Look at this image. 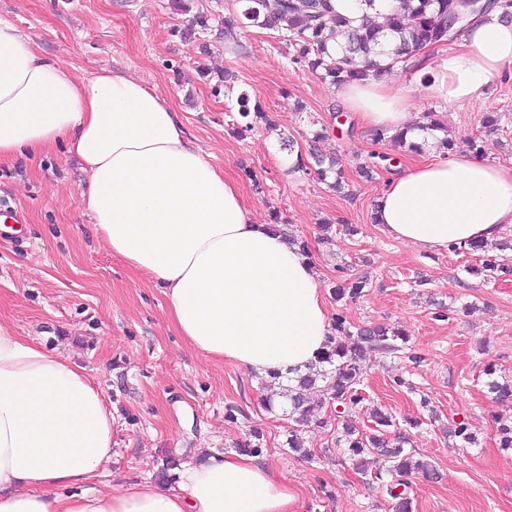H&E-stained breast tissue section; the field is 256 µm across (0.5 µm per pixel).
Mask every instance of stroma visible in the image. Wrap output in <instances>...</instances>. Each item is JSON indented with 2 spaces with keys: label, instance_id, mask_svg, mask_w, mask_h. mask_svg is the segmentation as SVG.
<instances>
[{
  "label": "stroma",
  "instance_id": "stroma-1",
  "mask_svg": "<svg viewBox=\"0 0 512 512\" xmlns=\"http://www.w3.org/2000/svg\"><path fill=\"white\" fill-rule=\"evenodd\" d=\"M0 18L76 77L114 69L157 90L212 163L239 183L257 220L281 217L291 238L307 245L328 310L337 308L338 274L368 280L365 296L347 306L349 319L406 333L424 360L415 368L400 356L368 352L363 400L349 417L363 431L372 408H382L409 436L414 458L437 468L434 482L413 475V512H512V450L500 448L494 425L512 421V398L497 399L485 385L489 368L495 379L512 380V280L473 274L478 255L429 253L390 237L371 219L390 169L360 172L370 155L406 167L432 160L433 147L407 154L391 139L372 140L343 113L339 88L291 63L285 42L269 32L250 30L236 50L212 32L183 39V18L170 0H0ZM225 67L267 114L245 139L232 132L235 97L213 91L211 73ZM394 77L418 112L435 113L454 151H470L478 136L485 157L512 165V72L490 82L485 103L464 107L430 98L408 67ZM490 113L501 121L486 132L481 121ZM318 133L320 149L342 158L343 192L282 161L281 135L305 152ZM86 179L62 145L0 160V202L23 216L18 237L0 239V323L71 355L111 406L112 461L90 489L146 481L177 487L185 463L234 452L257 429L260 459L295 494L294 512H392L385 489L337 448L330 408L322 410L323 425L302 428L312 456L301 457L288 449V406L265 377L188 345L169 318L163 288L98 236L80 205ZM439 303L448 319L435 318ZM459 422L475 444L448 437V426Z\"/></svg>",
  "mask_w": 512,
  "mask_h": 512
}]
</instances>
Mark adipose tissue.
<instances>
[{
  "mask_svg": "<svg viewBox=\"0 0 512 512\" xmlns=\"http://www.w3.org/2000/svg\"><path fill=\"white\" fill-rule=\"evenodd\" d=\"M410 63L432 98L474 103L512 71V23L497 10L473 17L447 56L420 51ZM342 100L362 124L392 131L415 110L388 76L345 85ZM61 142L88 174L80 203L101 239L163 287L191 347L283 381L318 366L331 318L313 263L258 223L167 100L116 70L76 78L0 19V158ZM374 216L429 252L493 240L512 227V166L439 151L393 174ZM111 460L112 411L86 370L0 324V512H291L295 499L266 464L236 453L186 465L174 489L84 492Z\"/></svg>",
  "mask_w": 512,
  "mask_h": 512,
  "instance_id": "ef3b65f1",
  "label": "adipose tissue"
}]
</instances>
